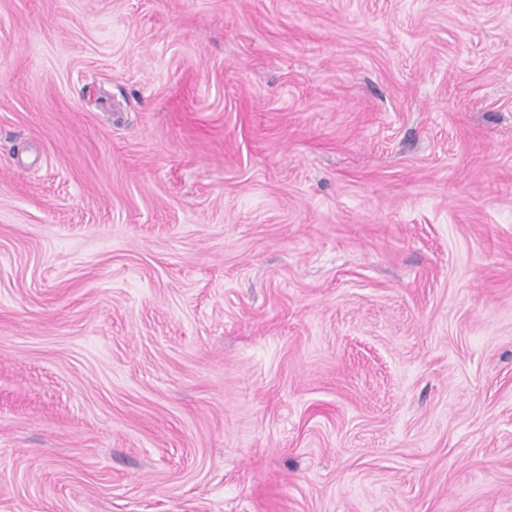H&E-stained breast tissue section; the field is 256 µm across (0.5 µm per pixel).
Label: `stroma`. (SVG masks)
<instances>
[{
	"instance_id": "35a3bbf8",
	"label": "stroma",
	"mask_w": 512,
	"mask_h": 512,
	"mask_svg": "<svg viewBox=\"0 0 512 512\" xmlns=\"http://www.w3.org/2000/svg\"><path fill=\"white\" fill-rule=\"evenodd\" d=\"M0 512H512V0H0Z\"/></svg>"
}]
</instances>
